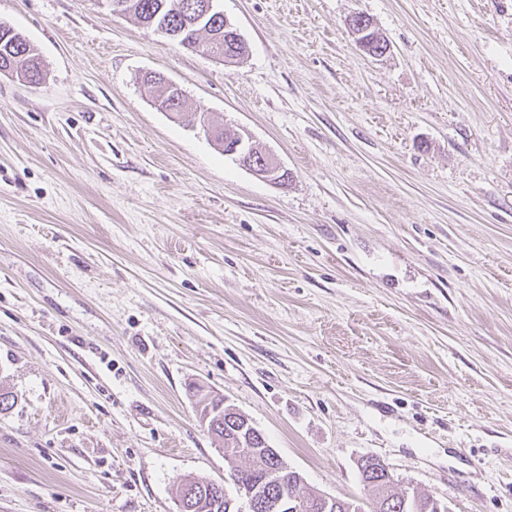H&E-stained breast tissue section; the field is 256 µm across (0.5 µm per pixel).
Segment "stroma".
<instances>
[{
	"instance_id": "35a3bbf8",
	"label": "stroma",
	"mask_w": 512,
	"mask_h": 512,
	"mask_svg": "<svg viewBox=\"0 0 512 512\" xmlns=\"http://www.w3.org/2000/svg\"><path fill=\"white\" fill-rule=\"evenodd\" d=\"M222 64L98 0H0V512H178L229 465L189 383L307 488L357 461L512 512V0H217ZM366 15L379 58L347 22ZM245 130L255 177L156 108ZM11 31L16 34H10ZM18 33L13 27L0 23V72L15 75L29 84H39L42 78L39 54L27 39L23 42L15 38ZM162 79H156V82L153 84L154 88V100H159L160 107L165 106V108H172V112H168L171 114V117L175 119L179 124H182L186 127H190L189 125L193 123L196 120V116H198L199 120V126H201V121L203 119V122H205V119L203 117V113L198 115L196 112H188L185 106V99L182 98V100L178 104H174L173 93H168L164 87H162L160 84ZM206 123V122H205ZM207 136L211 139V141L214 142V129L212 127H209L205 125L202 128ZM233 131L235 142L227 153L237 155L239 164L259 179L274 184H283L287 169L282 166L281 162L269 152L256 151L254 148L257 147L253 145L249 137L245 138L241 132L235 129ZM257 156H261V159L256 160ZM222 406L224 407V411L221 413L222 421H224L225 414H230L226 418V421H230V419H232L230 421V423H231L232 421L237 420L235 427H237L238 424L243 422V426L241 427V430L248 428L249 434L251 435L250 437H251V439L254 440V442L256 440V441H261L262 443H264V445L267 446L268 448H265V447H262V448H265L266 452L274 458V461H276L279 458V454L276 451V449L269 447L268 443L265 441L264 436L255 427L252 426L249 419L245 415L236 411L233 408L226 407V405L224 404V401H223Z\"/></svg>"
}]
</instances>
